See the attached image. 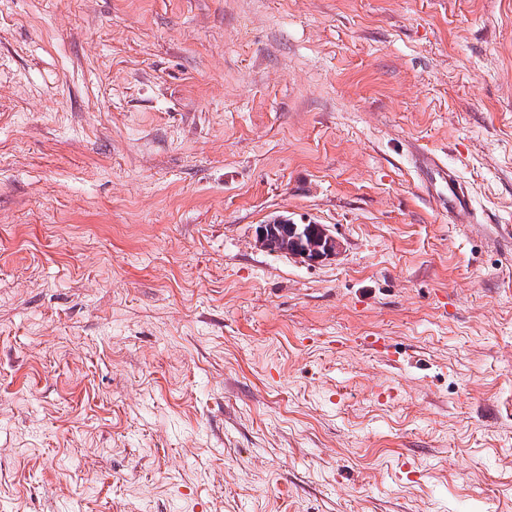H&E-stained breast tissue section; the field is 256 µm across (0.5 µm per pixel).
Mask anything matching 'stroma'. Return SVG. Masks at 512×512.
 <instances>
[{"instance_id":"obj_1","label":"stroma","mask_w":512,"mask_h":512,"mask_svg":"<svg viewBox=\"0 0 512 512\" xmlns=\"http://www.w3.org/2000/svg\"><path fill=\"white\" fill-rule=\"evenodd\" d=\"M0 512H512V0H0ZM430 169L435 171L443 186L448 191V213L461 212L468 210L470 206V196L467 189L460 183L447 167H441L436 162L429 163ZM255 234L257 242L265 249L284 253L308 265L335 259L341 247L329 225L296 222L288 216L259 224Z\"/></svg>"}]
</instances>
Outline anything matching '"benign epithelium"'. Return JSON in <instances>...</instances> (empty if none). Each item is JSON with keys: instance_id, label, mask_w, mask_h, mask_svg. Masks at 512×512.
Returning <instances> with one entry per match:
<instances>
[{"instance_id": "1", "label": "benign epithelium", "mask_w": 512, "mask_h": 512, "mask_svg": "<svg viewBox=\"0 0 512 512\" xmlns=\"http://www.w3.org/2000/svg\"><path fill=\"white\" fill-rule=\"evenodd\" d=\"M255 234L262 247L308 265L333 260L340 251V242L329 225L297 222L288 216L258 225Z\"/></svg>"}]
</instances>
